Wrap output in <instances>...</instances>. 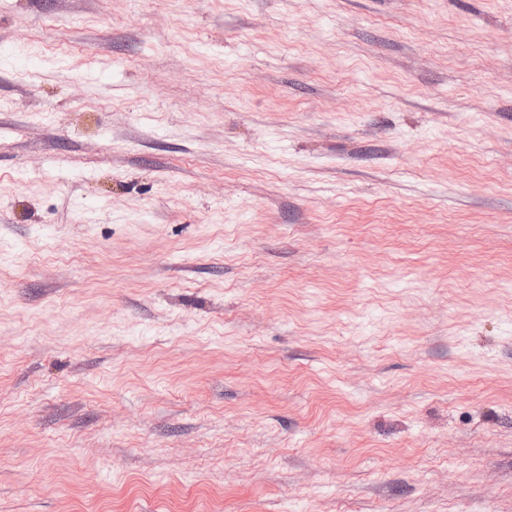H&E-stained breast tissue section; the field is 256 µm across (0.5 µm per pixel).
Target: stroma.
<instances>
[{
  "label": "stroma",
  "instance_id": "1",
  "mask_svg": "<svg viewBox=\"0 0 512 512\" xmlns=\"http://www.w3.org/2000/svg\"><path fill=\"white\" fill-rule=\"evenodd\" d=\"M0 512H512V0H0Z\"/></svg>",
  "mask_w": 512,
  "mask_h": 512
}]
</instances>
